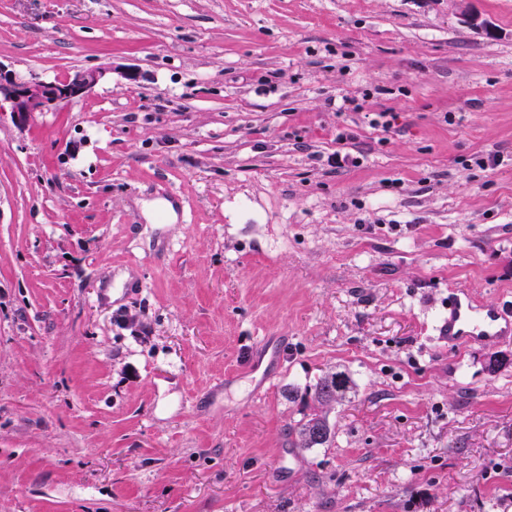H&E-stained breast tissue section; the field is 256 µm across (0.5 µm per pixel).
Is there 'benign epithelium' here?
I'll return each instance as SVG.
<instances>
[{
    "instance_id": "7a95c632",
    "label": "benign epithelium",
    "mask_w": 512,
    "mask_h": 512,
    "mask_svg": "<svg viewBox=\"0 0 512 512\" xmlns=\"http://www.w3.org/2000/svg\"><path fill=\"white\" fill-rule=\"evenodd\" d=\"M104 74L100 68L86 69L72 77L47 82L37 75L21 79L0 64V96L11 101L12 112L23 121L34 112L84 97Z\"/></svg>"
}]
</instances>
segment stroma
Returning a JSON list of instances; mask_svg holds the SVG:
<instances>
[{"label":"stroma","mask_w":512,"mask_h":512,"mask_svg":"<svg viewBox=\"0 0 512 512\" xmlns=\"http://www.w3.org/2000/svg\"><path fill=\"white\" fill-rule=\"evenodd\" d=\"M0 65L106 72L0 103V512H512V338L440 334L512 303V0H0ZM105 70L86 69L65 79L47 82L37 75L21 79L0 65V100L12 103V112L23 121L34 112L84 97L104 76ZM440 331L442 336L448 337V345L458 350L510 338L512 310L477 304L468 293L456 291L448 297V319L444 320ZM349 383V378L342 372H336L321 379L315 385L316 402L322 407L330 405L336 401V397L346 392ZM292 432L296 434L298 447L301 448L325 446L332 440V431L326 417L316 412L299 421L292 427Z\"/></svg>","instance_id":"obj_1"}]
</instances>
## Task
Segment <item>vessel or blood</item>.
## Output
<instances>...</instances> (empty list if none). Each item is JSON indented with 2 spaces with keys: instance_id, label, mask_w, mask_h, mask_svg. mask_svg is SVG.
Listing matches in <instances>:
<instances>
[{
  "instance_id": "b4317fda",
  "label": "vessel or blood",
  "mask_w": 512,
  "mask_h": 512,
  "mask_svg": "<svg viewBox=\"0 0 512 512\" xmlns=\"http://www.w3.org/2000/svg\"><path fill=\"white\" fill-rule=\"evenodd\" d=\"M441 333L450 347L463 350L512 337V310L498 305L479 304L466 292L448 298V317Z\"/></svg>"
}]
</instances>
